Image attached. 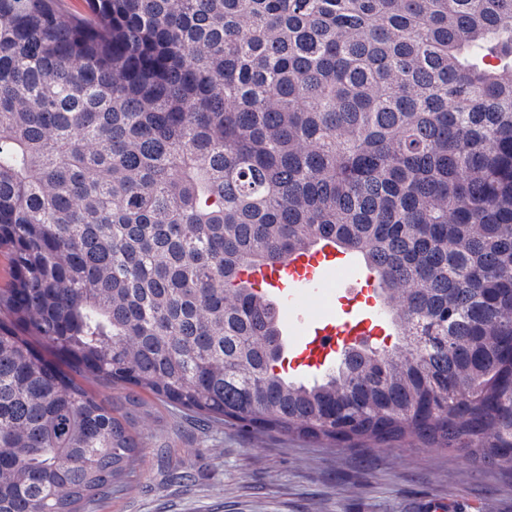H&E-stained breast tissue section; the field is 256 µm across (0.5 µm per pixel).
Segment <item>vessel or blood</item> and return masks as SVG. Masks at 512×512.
Returning <instances> with one entry per match:
<instances>
[{
    "instance_id": "b4317fda",
    "label": "vessel or blood",
    "mask_w": 512,
    "mask_h": 512,
    "mask_svg": "<svg viewBox=\"0 0 512 512\" xmlns=\"http://www.w3.org/2000/svg\"><path fill=\"white\" fill-rule=\"evenodd\" d=\"M348 262L332 240H323L310 251L294 254L272 266H253L243 271L244 280L275 300L285 316L289 333L288 370L310 376L330 368L341 350L351 344L369 343L385 332V322L375 312L378 285L373 276H355L348 293L357 305L355 314H312L305 310L309 300L322 298Z\"/></svg>"
}]
</instances>
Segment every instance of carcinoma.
Masks as SVG:
<instances>
[{"mask_svg":"<svg viewBox=\"0 0 512 512\" xmlns=\"http://www.w3.org/2000/svg\"><path fill=\"white\" fill-rule=\"evenodd\" d=\"M0 0V512H97L140 432L512 468V0ZM330 238L397 343L312 380L241 278Z\"/></svg>","mask_w":512,"mask_h":512,"instance_id":"carcinoma-1","label":"carcinoma"}]
</instances>
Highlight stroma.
I'll use <instances>...</instances> for the list:
<instances>
[{
    "label": "stroma",
    "instance_id": "obj_1",
    "mask_svg": "<svg viewBox=\"0 0 512 512\" xmlns=\"http://www.w3.org/2000/svg\"><path fill=\"white\" fill-rule=\"evenodd\" d=\"M141 462L97 512H512V471L467 448H346L216 425L146 397Z\"/></svg>",
    "mask_w": 512,
    "mask_h": 512
}]
</instances>
